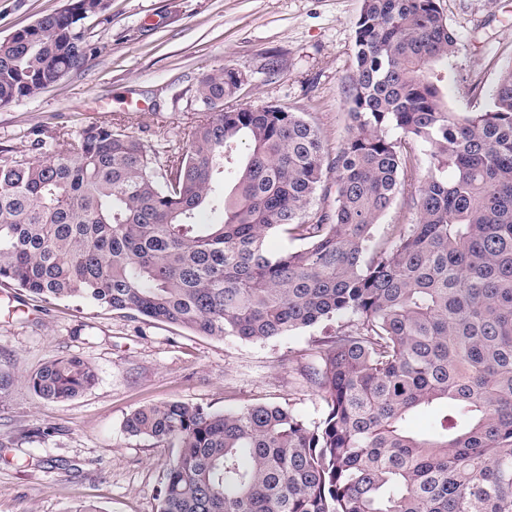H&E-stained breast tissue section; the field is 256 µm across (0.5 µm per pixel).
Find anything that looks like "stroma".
I'll return each instance as SVG.
<instances>
[{
    "instance_id": "1",
    "label": "stroma",
    "mask_w": 512,
    "mask_h": 512,
    "mask_svg": "<svg viewBox=\"0 0 512 512\" xmlns=\"http://www.w3.org/2000/svg\"><path fill=\"white\" fill-rule=\"evenodd\" d=\"M65 0H0V40ZM363 0H108L83 21L98 52L38 98L0 106V156L37 157L36 140L90 124L112 125L147 146L178 147L200 81L229 66L242 85L234 107L278 104L315 122L328 149L348 134L344 90L354 73ZM459 36L448 107L479 112L512 63V0H439ZM335 321L264 342L214 339L77 299L44 303L0 288V512H156V490L175 449L130 437L126 417L145 404L180 401L212 411L249 403L322 416L308 378L317 342ZM76 355L98 372L94 387L63 402L27 380L46 362ZM52 436L32 440L36 428Z\"/></svg>"
}]
</instances>
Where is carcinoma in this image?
<instances>
[{
    "instance_id": "cac0c4a2",
    "label": "carcinoma",
    "mask_w": 512,
    "mask_h": 512,
    "mask_svg": "<svg viewBox=\"0 0 512 512\" xmlns=\"http://www.w3.org/2000/svg\"><path fill=\"white\" fill-rule=\"evenodd\" d=\"M76 9L0 40V105L97 52L71 26L102 0ZM457 44L437 0H364L333 155L300 112L224 108L242 84L225 66L162 158L107 125L38 140L35 160L0 158V286L217 339L344 321L316 350L318 422L262 403L127 417L130 436L177 449L157 512H512V65L485 110L453 112ZM228 165L235 185L218 194ZM413 178L415 220L375 238ZM319 189L334 206L312 212ZM204 209L220 220L201 223ZM275 234L300 245L272 251ZM97 379L63 357L29 384L62 401ZM431 409L428 431L410 429Z\"/></svg>"
}]
</instances>
